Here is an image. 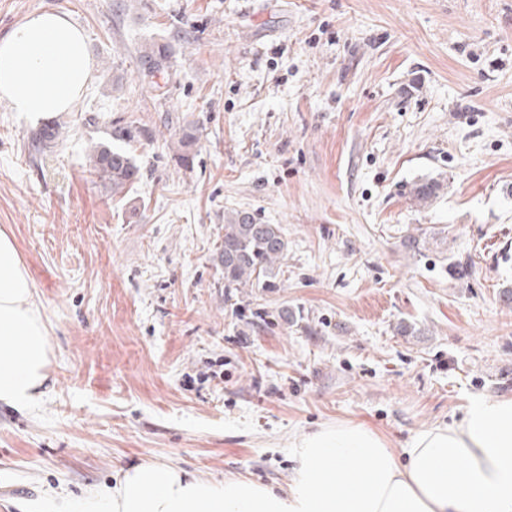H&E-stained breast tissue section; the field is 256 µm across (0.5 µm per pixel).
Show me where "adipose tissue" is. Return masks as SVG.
Segmentation results:
<instances>
[{"mask_svg": "<svg viewBox=\"0 0 512 512\" xmlns=\"http://www.w3.org/2000/svg\"><path fill=\"white\" fill-rule=\"evenodd\" d=\"M93 71L86 33L64 11L33 12L0 36V100L12 111L37 120L70 111ZM49 351L34 283L0 231V403L36 407ZM293 456L281 493L149 464L44 512H512V399H473L460 423L423 429L398 454L366 427L339 422L295 443Z\"/></svg>", "mask_w": 512, "mask_h": 512, "instance_id": "obj_1", "label": "adipose tissue"}]
</instances>
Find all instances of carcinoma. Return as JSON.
Returning <instances> with one entry per match:
<instances>
[{
	"label": "carcinoma",
	"mask_w": 512,
	"mask_h": 512,
	"mask_svg": "<svg viewBox=\"0 0 512 512\" xmlns=\"http://www.w3.org/2000/svg\"><path fill=\"white\" fill-rule=\"evenodd\" d=\"M172 46L162 40L145 42L139 50L140 71L153 85L156 78L169 68ZM110 141L91 146L88 163L91 173L112 189V195L122 196L140 179L141 168L129 150L133 143L153 141V129L134 121L121 119L110 122ZM64 138V129L57 120H47L31 135L39 152H50ZM197 141L192 126H182L177 139V158L181 167L193 166L192 149ZM439 188L436 182L416 185L413 200L427 203ZM288 252V241L277 224H262L249 212L231 211L224 216V242L217 261L224 268L226 288H275L281 262Z\"/></svg>",
	"instance_id": "cac0c4a2"
}]
</instances>
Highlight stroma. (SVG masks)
Returning <instances> with one entry per match:
<instances>
[{"label":"stroma","instance_id":"35a3bbf8","mask_svg":"<svg viewBox=\"0 0 512 512\" xmlns=\"http://www.w3.org/2000/svg\"><path fill=\"white\" fill-rule=\"evenodd\" d=\"M45 8L94 75L51 153L0 100V230L51 348L38 408L0 403V512L155 463L283 492L324 425L397 451L512 398V0H0V34ZM118 118L155 132L122 197L87 171ZM231 210L280 225L277 288L225 289ZM173 55L172 46L162 40L145 42L139 50L140 71L144 79H148L157 88L158 81L154 80L165 73ZM197 141L194 129L189 124L183 125L179 132L177 143V158L181 167L188 169L193 166L195 154L192 149Z\"/></svg>","mask_w":512,"mask_h":512}]
</instances>
